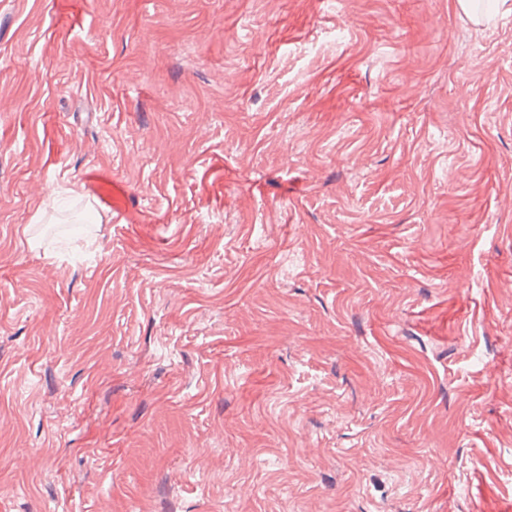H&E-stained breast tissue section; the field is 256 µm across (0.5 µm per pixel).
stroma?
Wrapping results in <instances>:
<instances>
[{
	"mask_svg": "<svg viewBox=\"0 0 512 512\" xmlns=\"http://www.w3.org/2000/svg\"><path fill=\"white\" fill-rule=\"evenodd\" d=\"M0 512H512V12L0 0Z\"/></svg>",
	"mask_w": 512,
	"mask_h": 512,
	"instance_id": "35a3bbf8",
	"label": "stroma"
}]
</instances>
